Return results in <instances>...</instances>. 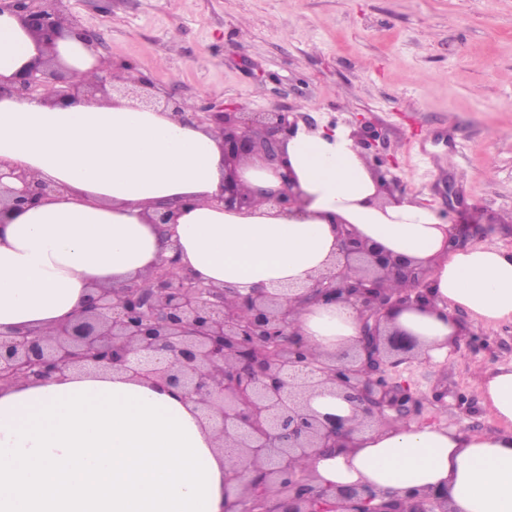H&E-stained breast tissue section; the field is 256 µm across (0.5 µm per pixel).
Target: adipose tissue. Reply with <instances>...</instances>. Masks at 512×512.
<instances>
[{"mask_svg": "<svg viewBox=\"0 0 512 512\" xmlns=\"http://www.w3.org/2000/svg\"><path fill=\"white\" fill-rule=\"evenodd\" d=\"M42 50L18 18L0 14V77ZM58 59L75 84L95 60L64 36ZM0 98V161L54 183L48 201L0 222V332H52L91 288L145 281L175 257L204 285L246 295L311 287L341 248L338 221L356 236L433 268L425 306L404 307L395 326L415 337L422 362L444 363L462 310L486 327L512 321V251L454 247L451 225L402 199L378 204L376 185L349 132L300 128L284 145L296 176L292 211L262 200L224 210L220 129L173 120L126 99L55 103ZM173 208L165 236L148 217ZM311 353L338 357L359 343L353 306L298 305ZM483 403L500 422L472 434L438 424L377 422L350 450L303 461L332 491L361 484L389 496L446 495L449 512H512V363L479 371ZM196 403L113 371L68 373L0 389V512H224L233 449H218Z\"/></svg>", "mask_w": 512, "mask_h": 512, "instance_id": "ef3b65f1", "label": "adipose tissue"}]
</instances>
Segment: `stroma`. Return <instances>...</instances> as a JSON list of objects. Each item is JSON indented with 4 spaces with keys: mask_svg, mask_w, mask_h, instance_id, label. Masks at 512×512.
I'll return each instance as SVG.
<instances>
[{
    "mask_svg": "<svg viewBox=\"0 0 512 512\" xmlns=\"http://www.w3.org/2000/svg\"><path fill=\"white\" fill-rule=\"evenodd\" d=\"M103 55L158 91L350 130L380 188L512 250V0H64ZM441 365L392 377L422 423L496 427L473 371L512 362V321L468 315Z\"/></svg>",
    "mask_w": 512,
    "mask_h": 512,
    "instance_id": "35a3bbf8",
    "label": "stroma"
}]
</instances>
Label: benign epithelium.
I'll return each instance as SVG.
<instances>
[{
	"label": "benign epithelium",
	"instance_id": "1",
	"mask_svg": "<svg viewBox=\"0 0 512 512\" xmlns=\"http://www.w3.org/2000/svg\"><path fill=\"white\" fill-rule=\"evenodd\" d=\"M4 11L43 41L65 33L98 52L100 36L82 28L63 0H0ZM98 69L102 76L80 88L49 55L0 81V98L34 97L47 86L60 104L81 94L109 98L117 93L177 120L189 115L199 124H214L224 134V195L217 203L226 210L250 204L238 176L241 162L283 166L284 142L297 128L292 113L256 117L212 102L187 114L182 100L158 96L155 86L140 78L114 85L117 77L102 56ZM5 177L19 186L4 184ZM55 193L54 185L31 180L23 169L0 171V211L26 208ZM264 199L280 211L296 206L290 176L282 175L280 187L264 190ZM338 229L342 247L333 267L299 296L304 301L332 296L356 307L360 345L338 360L310 354L292 328L288 305L294 288L240 296L229 306L226 290L202 285L169 258L150 273L147 288L133 280L121 288L93 289L52 335L0 333V388L65 372L112 369L199 403L204 418L236 448L226 471L225 512H448L447 500L434 494H416L408 506L362 485L339 486L330 494L294 464L297 458L343 450L352 433L377 419L408 423L422 408V398L390 376L416 340L390 326V313L408 298L383 287L395 279L419 289L420 269L413 260L355 236L343 222ZM301 367L321 374V383H331V392L357 408L362 420L352 425L348 418L314 411L305 384L296 381Z\"/></svg>",
	"mask_w": 512,
	"mask_h": 512
}]
</instances>
